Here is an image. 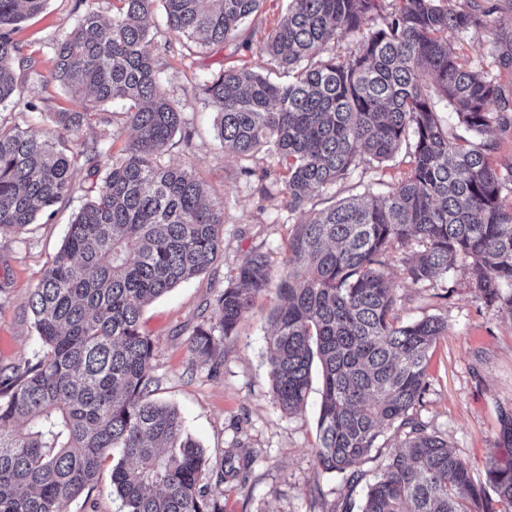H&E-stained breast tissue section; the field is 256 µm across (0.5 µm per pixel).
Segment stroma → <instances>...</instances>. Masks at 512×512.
Listing matches in <instances>:
<instances>
[{
    "label": "stroma",
    "instance_id": "obj_1",
    "mask_svg": "<svg viewBox=\"0 0 512 512\" xmlns=\"http://www.w3.org/2000/svg\"><path fill=\"white\" fill-rule=\"evenodd\" d=\"M113 0H47L44 10L19 25L16 38L35 70L22 79L24 95L39 97L40 111H21L0 104V123L49 133L57 146H70L67 133L56 127L54 112L80 110L79 101L51 81L53 41L64 36L89 9L111 17ZM288 0H262L247 25L251 47L233 38L205 50L189 51L185 36L171 31L160 0L149 16L151 51L168 97L182 112L183 123L160 157L164 165H187L206 185L215 204L224 208V244L205 273L173 288L146 306L143 330L154 343L152 374L158 396L175 406L194 439L214 460L225 452L249 455L246 470L224 485V512H344L358 507L377 463L365 461L359 479L347 483L340 475L317 471L312 450L317 443L320 378H313L305 407L292 415L277 405L270 379L269 315L278 303L275 291L259 294L240 320L236 336L224 343V361L217 370L196 362L187 348L194 327L213 320L214 300L252 251L268 254L279 265L289 234L301 219L288 212L283 195L285 172L266 152L242 158L222 147L216 111L204 92V81L227 68L248 67L266 74L271 69L259 51L285 13ZM512 26V11L493 17L490 25L459 35L449 34L469 64L496 75L492 41L497 28ZM82 140L98 142L101 164L123 155L132 130L118 103L98 106L81 132ZM409 169V157L398 151L382 167H362L350 178L316 196L322 208L366 186L386 192ZM83 169L73 174L72 190L55 207L54 216L38 215L19 231L0 232V372H11L37 346L29 298L52 256L63 243L74 214L85 203ZM396 314L408 322L434 315L448 323L445 336L430 352L429 388L416 415L428 431L446 439L470 462L475 482L486 480L485 466L498 440L499 409L512 410V314L489 308L473 294L466 268L448 274L445 282L412 284L393 263Z\"/></svg>",
    "mask_w": 512,
    "mask_h": 512
}]
</instances>
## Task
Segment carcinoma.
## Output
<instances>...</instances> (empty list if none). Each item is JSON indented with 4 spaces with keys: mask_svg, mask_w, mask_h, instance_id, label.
<instances>
[{
    "mask_svg": "<svg viewBox=\"0 0 512 512\" xmlns=\"http://www.w3.org/2000/svg\"><path fill=\"white\" fill-rule=\"evenodd\" d=\"M46 0H0V103L28 112L16 68L14 35ZM106 24L86 11L55 40L50 78L73 97L121 102L134 135L103 170L102 148L80 140L88 112H56L73 136L58 149L47 136L0 124V230L20 229L50 213L71 188L76 166L92 178L77 213L30 300L38 348L23 367L0 376V512H65L89 493L112 459V491L125 512H224L232 456L208 471L206 451L170 404L154 398L153 344L142 310L216 259L224 210L205 201L185 166L159 163L180 128L146 25L154 0H116ZM261 0H163L170 27L202 47L237 38ZM384 0H290L261 47L288 73L275 83L249 69H227L205 83L221 143L248 156L264 150L285 169L293 225L285 256L271 274L252 252L215 299L216 319L195 327L190 354L214 371L224 340L255 297L276 291L271 314L272 390L285 413L301 408L311 368H321L316 467L354 481L374 458L383 430L404 435L381 460L360 512H512V411L500 410V446L487 486L448 441L427 432L412 411L429 386V353L448 330L438 316L402 322L388 267L402 250L414 284L445 279L462 265L475 296L512 314V204L502 197L512 164L493 162L483 135L512 126V28L495 33L492 51L508 82L461 58L448 30L468 32L501 0H394L379 27L362 31ZM361 33L346 55L336 37ZM454 112L472 138L444 128L438 105ZM410 155L407 176L385 194L369 190L323 209V191L355 170Z\"/></svg>",
    "mask_w": 512,
    "mask_h": 512,
    "instance_id": "carcinoma-1",
    "label": "carcinoma"
}]
</instances>
